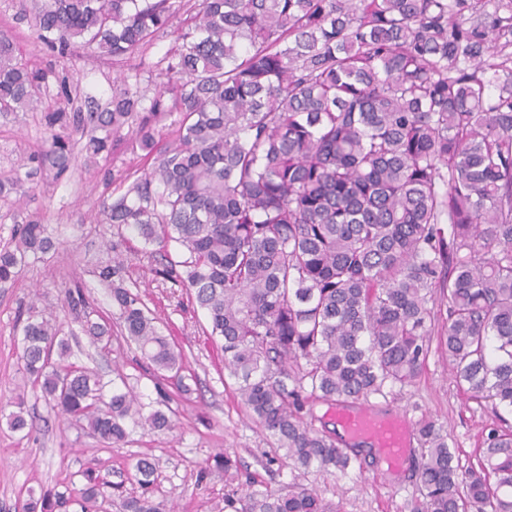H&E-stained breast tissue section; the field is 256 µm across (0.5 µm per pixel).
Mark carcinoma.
Here are the masks:
<instances>
[{
  "mask_svg": "<svg viewBox=\"0 0 512 512\" xmlns=\"http://www.w3.org/2000/svg\"><path fill=\"white\" fill-rule=\"evenodd\" d=\"M493 6L487 13L486 7ZM173 0H44L36 39L64 59L77 44L128 59L171 24ZM178 47L159 62L167 78L146 100L127 86L88 116L46 105L50 82L70 98L67 76L33 68L0 39V112L42 108L47 147L29 154L35 174L70 169L72 134L91 158L137 114L135 147L154 159L126 192L102 200L112 234L170 243L189 256L159 270L205 309L222 341L224 369L249 415L298 468L344 471L350 448L316 429L302 393L318 402L366 399L407 385L439 336L457 386L512 410V0H201ZM177 136L162 147L156 125ZM15 247L0 251V282L56 247L47 228L20 214ZM114 256L98 277L119 309L121 331L155 373L179 374L183 354L124 285ZM69 313L96 340L81 288ZM24 370L63 415L103 441L127 422L172 428L129 392L104 394L82 367L52 361L67 339L29 306ZM293 388H288V383ZM421 500L414 512H512V430L492 427L478 466L463 467L433 419L417 427ZM138 496L118 512H163L149 489L156 466L134 465ZM82 502L103 480L83 473ZM60 492L30 495L23 512H67ZM307 487L224 496L226 512H327Z\"/></svg>",
  "mask_w": 512,
  "mask_h": 512,
  "instance_id": "1",
  "label": "carcinoma"
}]
</instances>
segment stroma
<instances>
[{"mask_svg": "<svg viewBox=\"0 0 512 512\" xmlns=\"http://www.w3.org/2000/svg\"><path fill=\"white\" fill-rule=\"evenodd\" d=\"M40 4L41 0H28L23 15L16 0H0V34L8 36L31 65L68 71L74 86L68 111L85 114L94 104H106L120 66L90 56L84 48L63 62L51 56L35 40L28 18ZM177 36V28H170L133 58V65L140 68L138 90L144 97L154 95L158 79L153 70L175 48ZM136 129V123L126 125L114 150L94 160L83 139H75L64 179L55 180L47 170L30 178L18 160L42 148L40 115L0 114V179L18 181L16 192L0 197V249L13 245L14 226L7 215L17 207L46 224L59 243L44 258L28 259L15 280L0 283V512H22L34 491L77 493L83 486L82 473L89 468L99 471L113 488L137 491L132 465L143 456L156 462L153 497L168 512H224L228 487L215 459L225 455L235 461L239 475L254 476L268 488L315 489L332 504L333 512H413L418 499V443H411L407 463L397 471L388 470L378 455L365 452L342 472L289 467L243 408L237 385L224 370L221 342L208 334L206 311L186 289L160 275L163 257L156 246L138 238L114 241L111 226L95 221L99 202L123 194L126 175L147 166L141 152L130 145ZM111 242L124 259L127 284L137 287L161 332L182 351L180 379H156L121 335H113L110 343H97L72 321L65 291L74 286L88 297L91 320H113L118 315L97 278L99 263L112 254L107 249ZM32 301L69 337L68 363L97 370L106 382L129 388L143 402L165 399L174 412V428L157 434L133 426L123 444L111 447L74 419L52 411L22 370V326ZM20 400L28 426L17 432L8 427L6 417ZM366 405L380 415L401 412L415 421L438 419L464 467L476 464V450L490 427L502 420L512 426V412L495 413L490 404L458 389L435 334L418 379L404 387H385Z\"/></svg>", "mask_w": 512, "mask_h": 512, "instance_id": "obj_1", "label": "stroma"}]
</instances>
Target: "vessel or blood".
I'll list each match as a JSON object with an SVG mask.
<instances>
[{"instance_id":"obj_1","label":"vessel or blood","mask_w":512,"mask_h":512,"mask_svg":"<svg viewBox=\"0 0 512 512\" xmlns=\"http://www.w3.org/2000/svg\"><path fill=\"white\" fill-rule=\"evenodd\" d=\"M339 425L352 437L371 442L378 449L388 469H400L408 454V437L414 431L410 418L399 415L390 419L340 408Z\"/></svg>"}]
</instances>
